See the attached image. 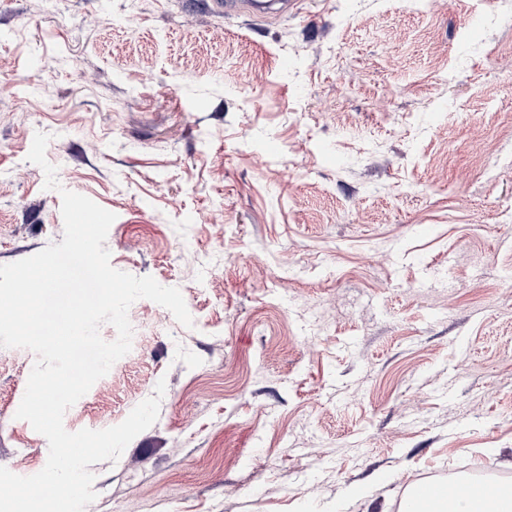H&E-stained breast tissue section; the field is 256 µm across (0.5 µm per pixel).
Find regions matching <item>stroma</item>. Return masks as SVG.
<instances>
[{"mask_svg": "<svg viewBox=\"0 0 512 512\" xmlns=\"http://www.w3.org/2000/svg\"><path fill=\"white\" fill-rule=\"evenodd\" d=\"M49 134L60 190L28 161ZM115 221L130 352L70 407L156 422L85 512H400L424 480L512 484V0H0V265ZM0 348V467L40 472ZM259 3H265L269 5L270 15L283 14L288 12L294 6L293 1H264V0H222L213 1V4L217 6L221 11L224 8V14H251L253 13L255 6Z\"/></svg>", "mask_w": 512, "mask_h": 512, "instance_id": "obj_1", "label": "stroma"}]
</instances>
